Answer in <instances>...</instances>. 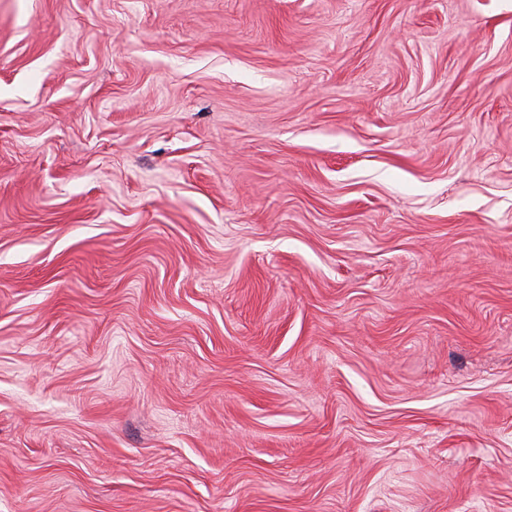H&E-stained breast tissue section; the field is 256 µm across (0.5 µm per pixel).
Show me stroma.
I'll list each match as a JSON object with an SVG mask.
<instances>
[{
    "label": "stroma",
    "mask_w": 512,
    "mask_h": 512,
    "mask_svg": "<svg viewBox=\"0 0 512 512\" xmlns=\"http://www.w3.org/2000/svg\"><path fill=\"white\" fill-rule=\"evenodd\" d=\"M0 512H512V0H0Z\"/></svg>",
    "instance_id": "stroma-1"
}]
</instances>
